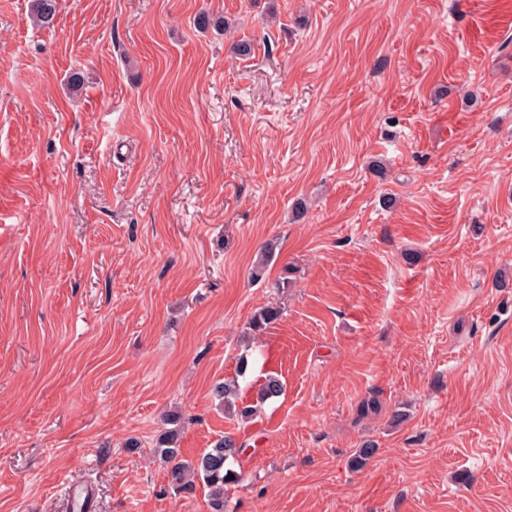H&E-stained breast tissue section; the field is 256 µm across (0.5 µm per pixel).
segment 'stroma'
<instances>
[{
    "instance_id": "stroma-1",
    "label": "stroma",
    "mask_w": 512,
    "mask_h": 512,
    "mask_svg": "<svg viewBox=\"0 0 512 512\" xmlns=\"http://www.w3.org/2000/svg\"><path fill=\"white\" fill-rule=\"evenodd\" d=\"M30 12L0 0V512H207L169 410L184 459L236 438L229 512H512V0ZM246 349L243 400L285 385L249 420L211 397ZM57 11L58 4L56 0H32L31 19L38 28L50 29L54 27ZM281 317V308L277 305H265L261 307L249 322V326L246 328L244 336H258L264 333L265 330L271 325L278 321ZM247 334V335H246Z\"/></svg>"
}]
</instances>
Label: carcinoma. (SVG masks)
I'll return each mask as SVG.
<instances>
[{"label": "carcinoma", "instance_id": "carcinoma-1", "mask_svg": "<svg viewBox=\"0 0 512 512\" xmlns=\"http://www.w3.org/2000/svg\"><path fill=\"white\" fill-rule=\"evenodd\" d=\"M57 0H32L31 19L33 24L41 29L54 27L57 17ZM278 245L274 241L267 242L260 252V256L251 269V277L259 280L265 275L268 266L276 260ZM281 317V308L277 305L261 307L249 322L247 335L257 336ZM249 350L245 347L237 361L235 377L216 383L211 395L224 406V409L248 419L257 412V407L269 400L280 397L284 392L282 380L275 376L265 377L256 393V399L251 404L238 406L240 386L238 378L247 374L249 369ZM163 424L167 425L157 438L156 457L168 469V477L172 487L178 491H192L196 484H201L205 490L208 512H227V485L231 483L229 475L233 470L228 464L239 458L240 446L229 435L222 436L213 447L204 449L192 460L181 457L177 445L178 431L183 420L177 411H169L162 417ZM376 452V447L369 441L363 442L351 461L354 468L364 467Z\"/></svg>", "mask_w": 512, "mask_h": 512}]
</instances>
